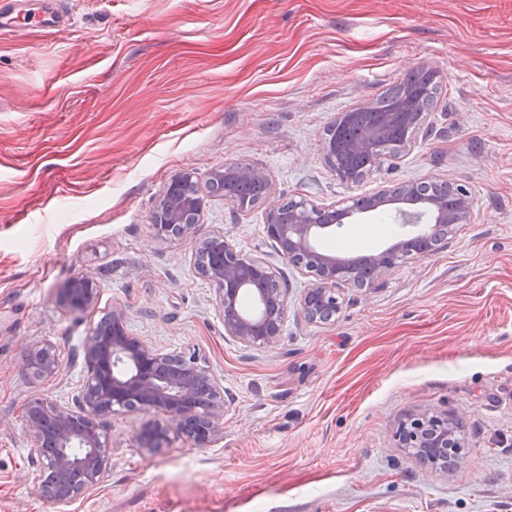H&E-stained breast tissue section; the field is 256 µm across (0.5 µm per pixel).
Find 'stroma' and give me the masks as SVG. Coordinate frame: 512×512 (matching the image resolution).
<instances>
[{
    "label": "stroma",
    "instance_id": "stroma-1",
    "mask_svg": "<svg viewBox=\"0 0 512 512\" xmlns=\"http://www.w3.org/2000/svg\"><path fill=\"white\" fill-rule=\"evenodd\" d=\"M74 17L0 32V512H512V0H63ZM440 71L415 145L359 185L336 180L322 143L339 113L410 69ZM268 171L288 199L325 206L402 181L466 187L480 215L429 257L369 289L339 287L328 323L289 307L275 348L224 336L215 284L195 267L223 233L298 295L310 279L264 231V212L207 197L194 236L157 241L151 215L172 176L199 188L227 163ZM356 214L319 247L383 250L402 232ZM91 275L84 310L60 298ZM121 309L158 353L191 357L224 388V434L163 455L140 431L156 410L102 420L98 485L42 498L26 409L75 407L84 343ZM59 369L36 378L30 347ZM458 413L465 458L424 467L396 432ZM26 367L42 377L52 374L59 368V359L50 345H37L29 349Z\"/></svg>",
    "mask_w": 512,
    "mask_h": 512
}]
</instances>
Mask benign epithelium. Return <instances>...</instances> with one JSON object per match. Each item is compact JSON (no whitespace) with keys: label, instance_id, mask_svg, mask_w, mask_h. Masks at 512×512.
Returning <instances> with one entry per match:
<instances>
[{"label":"benign epithelium","instance_id":"7a95c632","mask_svg":"<svg viewBox=\"0 0 512 512\" xmlns=\"http://www.w3.org/2000/svg\"><path fill=\"white\" fill-rule=\"evenodd\" d=\"M388 117L398 119L401 125V134L395 141L386 124L365 130L352 142L329 134L324 159L341 183L357 185L374 172L382 164L384 148L388 145L397 146V154H402L425 123V113L413 111V97L408 95L399 100L398 111ZM218 174L226 179L265 182L261 206L267 237L276 243L287 263L312 277L298 298L300 312L310 322L322 320L325 311L338 307L339 285L355 283L357 260L318 248L316 241L322 231L342 227L355 213L392 204H421L435 223L448 225L451 232L478 221L471 193L458 185L455 208L450 212L442 208L426 181L401 182L372 195L356 196L343 208H329L283 199L270 174L248 164H226ZM181 183L182 179L176 178L167 186L155 210L152 230L158 241L173 236L188 237L194 231V225L184 223V214L201 213L203 198L191 199L180 194ZM199 250L211 252L219 259L214 274L207 262L196 269L200 276L218 285L216 301L224 313V335L247 346L275 347L288 312V293L283 288L259 287L262 280H275L272 269L229 243L222 233L202 241ZM434 252L435 248L425 244V238L406 235L367 256V260L375 267L374 280L378 281L396 266L399 258L428 256ZM62 294L72 308L81 310L94 304L96 288L90 275L80 274L69 281ZM110 318L111 335L102 336L94 331L85 340L87 378L77 408L63 407L47 399L36 400L27 407L30 448L48 473H65L73 468L81 471L79 484L66 498L50 496L45 480L38 485L40 495L52 502L74 501L100 481L112 453L100 426L103 416L121 410L162 411L170 426L149 425L139 435L141 447L152 455L163 453L171 430L200 448L223 434V387L186 356L159 354L141 338L130 335L124 328L121 312L112 310ZM26 367L42 377L59 368V359L51 346L37 345L29 349ZM457 420L458 416L446 412L411 418L400 426L398 445L420 448V461L436 464L447 456V448L452 446L448 426ZM70 448H82L84 453L75 458L68 452Z\"/></svg>","mask_w":512,"mask_h":512}]
</instances>
